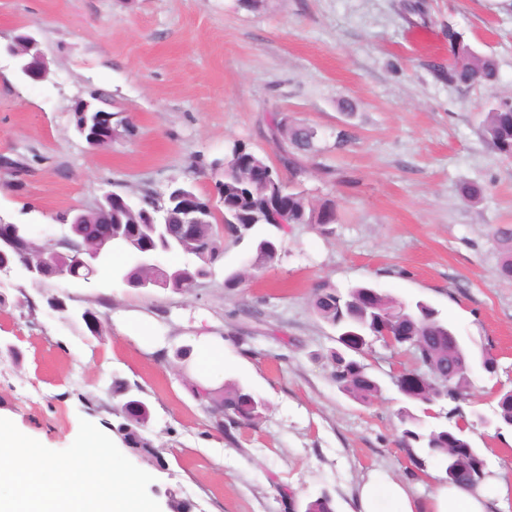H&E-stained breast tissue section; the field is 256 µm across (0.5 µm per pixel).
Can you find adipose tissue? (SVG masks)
Wrapping results in <instances>:
<instances>
[{
    "label": "adipose tissue",
    "instance_id": "obj_1",
    "mask_svg": "<svg viewBox=\"0 0 512 512\" xmlns=\"http://www.w3.org/2000/svg\"><path fill=\"white\" fill-rule=\"evenodd\" d=\"M223 367V339L205 338L195 344L190 371L203 387L216 386V374ZM496 487L492 495L482 487L470 490L442 483L422 503L404 482L373 474L360 487L357 512H506L512 486L500 480Z\"/></svg>",
    "mask_w": 512,
    "mask_h": 512
}]
</instances>
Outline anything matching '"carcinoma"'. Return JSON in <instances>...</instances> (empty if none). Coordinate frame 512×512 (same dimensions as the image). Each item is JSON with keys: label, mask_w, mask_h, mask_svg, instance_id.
<instances>
[{"label": "carcinoma", "mask_w": 512, "mask_h": 512, "mask_svg": "<svg viewBox=\"0 0 512 512\" xmlns=\"http://www.w3.org/2000/svg\"><path fill=\"white\" fill-rule=\"evenodd\" d=\"M448 51L454 63L448 66L446 80L450 84L470 86L493 82L497 78V63L493 55L475 51L457 30L448 27ZM283 115H274L266 126V136L280 148L279 161L294 181L306 174L302 157L315 151L317 130L303 124L282 128ZM481 135L491 149L502 157H512V98H503L486 113ZM255 159L265 162L247 145L236 142L224 163L217 168L224 172L215 182L218 201L196 192L194 185L173 182L167 190L155 195L146 194L134 204L124 194L112 193L110 217L113 225L112 246L102 252L105 272L130 288H139L149 271L141 262L136 248L127 237L138 235L140 241L156 245L167 253L186 252V248L165 231V225L180 221L182 193L194 195L201 221L197 224L198 242L207 250V260L196 265L174 268L181 276V293L211 274L214 263L224 254V235L239 242L251 235L255 227L268 225L280 232L292 224H312L321 233L332 232L336 209L332 201L313 204L303 193L287 187L280 169L273 168L270 183L258 188L244 176L242 167ZM500 246L499 275L512 278V226L502 224L493 231ZM129 258L121 267L112 266V253ZM278 248L271 238H262L256 245L255 258L262 266L271 265ZM315 315L338 330L337 342L344 350L330 354L332 379L337 389L350 399L367 405L381 392L377 379L368 367L356 359L364 350L360 336L380 335L383 328H400L405 341L397 348L410 353L417 367L427 372L430 383L408 397L411 403L423 406V412L433 419L430 430H423L424 420L410 409L399 412L402 426L401 444L414 468L423 473L430 465L446 473V481L465 488L481 486L487 472L477 471L483 459L480 449L467 461L454 458L452 449L465 446L474 422L458 407L459 399L468 395L472 386L471 373L479 364L485 371L495 366L486 349L475 352L465 344L448 345L454 328L440 317L432 306L417 301L407 304L377 291L369 285H358L342 294L328 284L319 286L311 301ZM115 394L126 396L119 414L124 422L116 428L121 443L141 455L162 463L158 449L142 435L150 419L148 406L131 394L130 386L119 380L112 383ZM442 397H437L438 392ZM199 400L206 403L214 419V427L231 442L234 432L259 421L263 410L260 399L239 384L224 388L215 397L210 392L197 391ZM305 512H335L333 499L323 494L306 504Z\"/></svg>", "instance_id": "obj_1"}]
</instances>
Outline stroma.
<instances>
[{
  "label": "stroma",
  "mask_w": 512,
  "mask_h": 512,
  "mask_svg": "<svg viewBox=\"0 0 512 512\" xmlns=\"http://www.w3.org/2000/svg\"><path fill=\"white\" fill-rule=\"evenodd\" d=\"M451 28L494 54L496 82L442 78ZM22 31L39 40L47 72L24 79L0 57V157L28 169L21 182L0 181V221L27 225L39 243L67 233L58 214L94 209L108 192L136 199L174 181L213 192L211 164L232 142L277 162L262 133L273 113L317 129L319 151L297 188L312 202L333 200L337 221L330 235L297 224L225 239L212 276L179 294L108 277H1L0 418L60 451L80 420L107 434L118 427L112 383L121 379L151 411L143 435L165 465L130 460L153 475L159 505L173 493L193 512H305L326 493L336 512H352L377 471L427 500L444 475H410L396 418L405 400L392 376L412 368L411 356L372 343L362 359L381 393L368 405L350 400L327 366L336 332L311 298L321 283H367L427 302L465 344L497 359L496 375L473 370L461 403L494 417L499 394L512 390V279L498 275L490 229L512 225V159L478 125L512 96V0H0V42ZM97 93L133 130L93 150L72 107ZM466 183L482 188L480 202L461 199ZM263 237L277 241L274 263L225 287ZM53 294L66 311L48 306ZM86 309L100 315L102 335L77 320ZM131 310L150 317L148 335L119 332ZM201 329L224 339L225 382L268 406L232 444L177 355ZM471 442L495 492V478L512 477V432L490 439L478 426Z\"/></svg>",
  "instance_id": "obj_1"
}]
</instances>
